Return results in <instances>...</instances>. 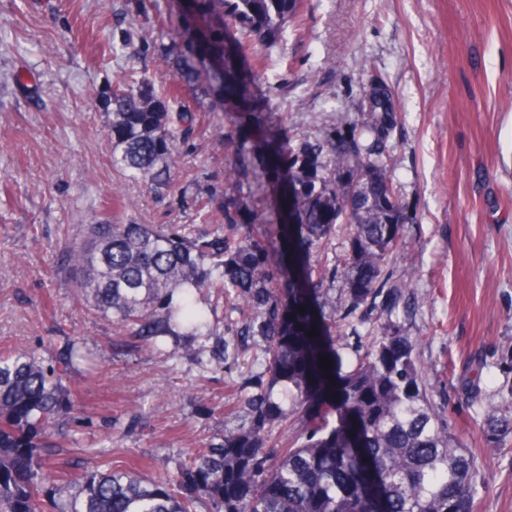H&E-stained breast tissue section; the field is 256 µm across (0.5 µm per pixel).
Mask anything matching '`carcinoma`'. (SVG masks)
I'll return each instance as SVG.
<instances>
[{
    "label": "carcinoma",
    "instance_id": "carcinoma-1",
    "mask_svg": "<svg viewBox=\"0 0 512 512\" xmlns=\"http://www.w3.org/2000/svg\"><path fill=\"white\" fill-rule=\"evenodd\" d=\"M174 10L145 16L181 60L174 87L218 89L242 112H263L240 71L241 42L282 41L308 0H172ZM141 73L107 92L112 163L132 178L169 185L181 158L182 127L197 116L172 112ZM392 88L372 76L355 112H344L314 143L294 146L276 130L262 146L265 175L278 183L275 233L250 232L223 198L227 225L178 233L104 216L82 228L64 251L69 287L145 349L190 353L216 336L215 355L239 353L250 339L264 353L249 390L224 409V433L191 454L172 478L149 479L140 466L71 475L49 467L74 410L62 367L28 351L0 354V512H477L484 483L473 457L448 430L419 364L416 340L391 323L374 324L365 350L346 361L326 341L315 294L330 273L310 249L342 229L350 242L343 275L347 304L338 321L365 310L394 312L416 274L387 288V265L403 245L411 214L386 196L388 140L398 124ZM213 290L236 317L219 331L196 303ZM305 308L300 313L297 307ZM317 336L308 337L311 327ZM327 356L332 368H319ZM490 438L512 435V414L482 398Z\"/></svg>",
    "mask_w": 512,
    "mask_h": 512
}]
</instances>
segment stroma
<instances>
[{
  "instance_id": "35a3bbf8",
  "label": "stroma",
  "mask_w": 512,
  "mask_h": 512,
  "mask_svg": "<svg viewBox=\"0 0 512 512\" xmlns=\"http://www.w3.org/2000/svg\"><path fill=\"white\" fill-rule=\"evenodd\" d=\"M170 0H0V352L55 359L83 353L64 383L77 408L53 461L70 472L146 461L174 475L188 452L224 430L235 385L257 373L252 352L197 362L120 346L119 330L61 284V258L79 227L113 212L126 224L211 231L199 208L222 189L234 158L222 136L249 124L233 102L182 89L170 110L200 121L182 143L168 189L129 181L112 164L105 94L149 71L170 80L168 44L144 13ZM131 39L132 50L113 54ZM250 91L267 99L284 139H313L355 111L370 73L395 92L390 143L395 193L413 216L404 265L415 303L394 314L417 339L432 399L474 457L485 488L478 512H512V436L491 449L469 402L478 386L512 412V0H312L300 36L243 54ZM253 150L239 169L241 210L270 212L276 192L255 180ZM336 349L353 356L367 328H335L343 277L320 294Z\"/></svg>"
}]
</instances>
